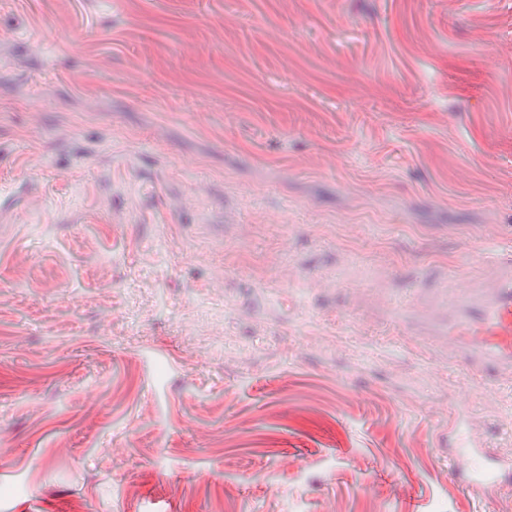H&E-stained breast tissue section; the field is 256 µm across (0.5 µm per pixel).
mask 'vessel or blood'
<instances>
[{"label":"vessel or blood","instance_id":"vessel-or-blood-1","mask_svg":"<svg viewBox=\"0 0 512 512\" xmlns=\"http://www.w3.org/2000/svg\"><path fill=\"white\" fill-rule=\"evenodd\" d=\"M491 284L473 287L468 276L448 283L449 348L459 351L474 377L492 387L495 377L512 375V239L501 238L489 262ZM467 418L464 404H457L448 420L454 433L452 469L463 490L512 492V458L486 446L476 434H461Z\"/></svg>","mask_w":512,"mask_h":512}]
</instances>
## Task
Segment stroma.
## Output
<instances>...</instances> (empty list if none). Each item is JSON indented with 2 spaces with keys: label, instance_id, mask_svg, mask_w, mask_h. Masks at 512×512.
<instances>
[{
  "label": "stroma",
  "instance_id": "35a3bbf8",
  "mask_svg": "<svg viewBox=\"0 0 512 512\" xmlns=\"http://www.w3.org/2000/svg\"><path fill=\"white\" fill-rule=\"evenodd\" d=\"M509 43L512 0H0V512H512L442 441L463 395L512 452V378L405 317L512 233Z\"/></svg>",
  "mask_w": 512,
  "mask_h": 512
}]
</instances>
